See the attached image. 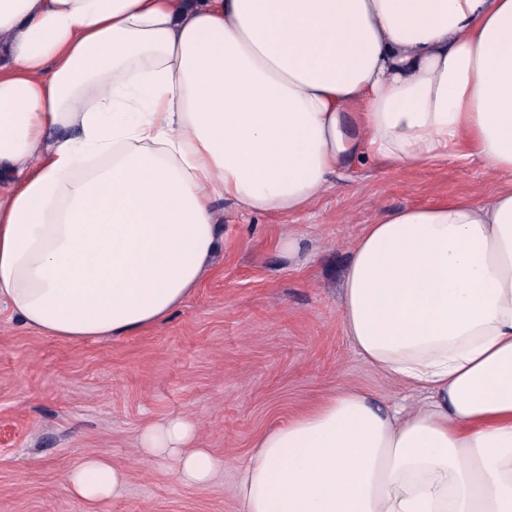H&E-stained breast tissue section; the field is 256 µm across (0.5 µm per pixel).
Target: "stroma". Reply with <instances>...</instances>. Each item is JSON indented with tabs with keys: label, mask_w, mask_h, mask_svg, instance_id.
I'll use <instances>...</instances> for the list:
<instances>
[{
	"label": "stroma",
	"mask_w": 512,
	"mask_h": 512,
	"mask_svg": "<svg viewBox=\"0 0 512 512\" xmlns=\"http://www.w3.org/2000/svg\"><path fill=\"white\" fill-rule=\"evenodd\" d=\"M302 214L215 205L224 247L194 294L165 322L107 341L66 342L24 329L0 308V512H88L65 473L110 453L128 475L107 512H241L238 466L271 427L353 386L383 403L415 401L364 362L341 323L342 277L380 213L454 195L483 197L503 180L475 158L398 170H339ZM296 239L287 255L282 244ZM197 422L224 460L206 488L140 461L137 437L172 416Z\"/></svg>",
	"instance_id": "35a3bbf8"
}]
</instances>
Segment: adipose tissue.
<instances>
[{"mask_svg": "<svg viewBox=\"0 0 512 512\" xmlns=\"http://www.w3.org/2000/svg\"><path fill=\"white\" fill-rule=\"evenodd\" d=\"M466 150L507 184L382 214L345 336L421 393L346 387L272 428L242 512H512V0H0V304L70 342L165 321L221 249L214 204L308 209L337 169ZM175 416L139 453L185 486L224 461ZM127 481L77 458L102 512Z\"/></svg>", "mask_w": 512, "mask_h": 512, "instance_id": "obj_1", "label": "adipose tissue"}]
</instances>
